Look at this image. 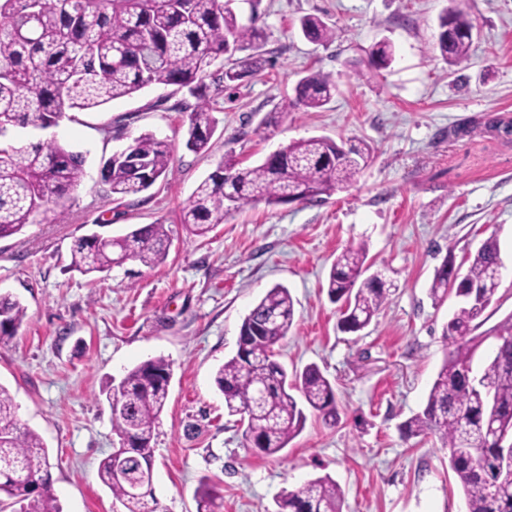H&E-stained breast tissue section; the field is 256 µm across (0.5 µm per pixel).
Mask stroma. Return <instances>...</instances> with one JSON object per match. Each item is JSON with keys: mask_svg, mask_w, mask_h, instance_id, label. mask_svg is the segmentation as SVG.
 <instances>
[{"mask_svg": "<svg viewBox=\"0 0 512 512\" xmlns=\"http://www.w3.org/2000/svg\"><path fill=\"white\" fill-rule=\"evenodd\" d=\"M449 4L234 0L239 22L262 29L266 41L252 73L208 89L217 124L204 153L185 145L195 97L164 85L67 113L45 129L12 131L11 141L54 142L85 157L62 223L0 239V293L27 309L15 339L0 348V385L49 452L61 512H122L98 473L118 443L101 391L158 356L173 370L153 440L158 512H196L205 485L223 496L224 512H274L282 491L325 474L345 493L343 512H462L447 449L433 436L405 437L400 425L423 409L445 357L443 326L456 300L438 305L429 295L444 258L468 268L469 255L496 236L505 272L483 328L512 315V136L493 129L512 122V0H467L473 45L452 67L433 49ZM309 14L334 26V42L301 35L298 21ZM384 38L395 55L377 73L369 51ZM311 71L332 75L335 96L316 112L288 109L265 135L270 114L288 108ZM111 125L125 140L151 133L172 146L167 177L122 201L100 177L121 142L108 134ZM314 136L370 146L352 186L313 201L246 207L203 237L178 223L227 153L251 167ZM159 223L171 236L163 264L131 263L130 278L120 269H70L76 238ZM359 244L390 289L372 323L346 334L324 286L336 255ZM277 284L289 289L295 317L276 358L290 370L317 364L335 385L341 419L328 426L308 413L302 433L267 457L246 447L245 426L225 411L214 373L236 353L245 315Z\"/></svg>", "mask_w": 512, "mask_h": 512, "instance_id": "1", "label": "stroma"}]
</instances>
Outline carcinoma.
<instances>
[{"label": "carcinoma", "instance_id": "carcinoma-1", "mask_svg": "<svg viewBox=\"0 0 512 512\" xmlns=\"http://www.w3.org/2000/svg\"><path fill=\"white\" fill-rule=\"evenodd\" d=\"M438 17L434 50L450 66L465 61L473 24L466 0H454ZM304 38L327 44L336 31L320 17L300 19ZM264 45L261 30L238 24L224 0H0V238L23 232L30 224L60 223L65 200L84 178L85 158L58 144L6 143L16 127H41L66 112L98 108L162 84L187 90L197 99L188 114L186 147L204 152L215 119L205 99L209 69L225 55L244 52L222 73L236 82L252 71V59ZM394 59L392 44L382 40L370 52V66L384 69ZM336 93V81L320 71L298 80L289 106L306 112L322 108ZM368 146H345L312 137L281 146L254 167H241L232 156L201 181L180 211V223L203 236L224 218L260 202L277 206L314 200L348 188L368 165ZM171 145L142 134L112 153L101 179L119 199L137 196L167 176ZM170 245L163 224H146L100 242L87 236L74 241L71 268L84 274L122 268L124 259L146 267L161 264ZM365 246L345 248L331 265L327 296L339 305L336 327L342 333L364 330L385 304L389 288L381 273H365ZM460 277L453 264L435 270L430 296L441 303L455 294L459 307L443 329L445 359L422 412L403 422L409 436L433 435L448 449L466 512H512V482L505 478L512 444V316L492 329L495 345L482 367L474 357L486 337L474 332L500 285L498 241L491 236L469 257ZM290 291L275 286L242 320L236 354L215 373L214 383L231 415L247 420L245 440L265 456L282 452L305 427L306 415L291 394L325 423L339 418L331 381L316 364L288 374L274 360V347L294 323ZM26 318L19 299L0 294V346L16 337ZM171 363L163 356L130 370L119 385L102 390L112 428L129 447L117 448L99 464V477L125 512H157L155 498L132 494L131 483L152 462V442L167 400ZM17 406L0 385V495L17 512H61L47 483L50 467L41 437L22 426ZM123 476L116 477L115 467ZM275 512H343L344 492L330 476L317 477L283 492ZM223 498L205 489L197 512H221Z\"/></svg>", "mask_w": 512, "mask_h": 512}]
</instances>
